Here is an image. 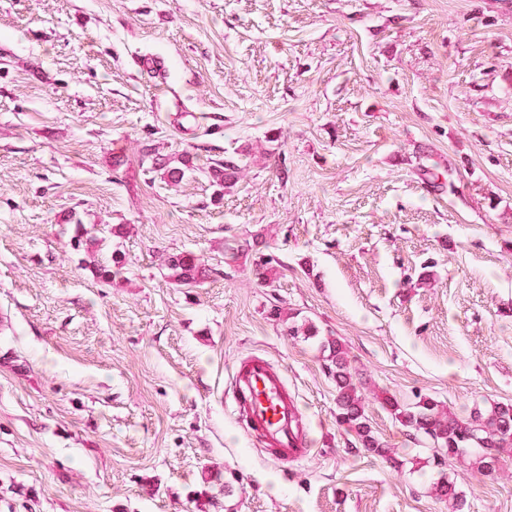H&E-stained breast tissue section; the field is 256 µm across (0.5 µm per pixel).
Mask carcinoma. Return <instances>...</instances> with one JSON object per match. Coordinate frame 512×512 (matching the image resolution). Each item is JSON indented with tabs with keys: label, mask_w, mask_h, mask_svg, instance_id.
Returning a JSON list of instances; mask_svg holds the SVG:
<instances>
[{
	"label": "carcinoma",
	"mask_w": 512,
	"mask_h": 512,
	"mask_svg": "<svg viewBox=\"0 0 512 512\" xmlns=\"http://www.w3.org/2000/svg\"><path fill=\"white\" fill-rule=\"evenodd\" d=\"M151 170L162 172L168 184H179L185 169L172 164L160 154L152 158ZM241 168L232 159L215 161L207 176L217 194L234 186ZM170 277L178 286H195L207 276L204 262L192 252H179L164 258ZM326 369L336 387V422L354 432L361 448L390 463H397L392 449L375 436L367 416V381L351 365L346 347L339 339L323 343ZM417 401L407 404L382 390L373 392V399L401 425L432 440L437 457H455L467 461L468 468L483 476L494 475L499 464L512 458V403H494L474 410L469 417L459 418L445 413L431 397L416 395ZM435 496L448 503L451 512H463L465 499L457 482L441 478L434 486Z\"/></svg>",
	"instance_id": "1"
}]
</instances>
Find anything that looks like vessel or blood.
Returning <instances> with one entry per match:
<instances>
[{
    "label": "vessel or blood",
    "mask_w": 512,
    "mask_h": 512,
    "mask_svg": "<svg viewBox=\"0 0 512 512\" xmlns=\"http://www.w3.org/2000/svg\"><path fill=\"white\" fill-rule=\"evenodd\" d=\"M232 389L240 413L277 460L294 462L310 456L301 411L289 396L280 369L263 356H248L234 371Z\"/></svg>",
    "instance_id": "1"
}]
</instances>
